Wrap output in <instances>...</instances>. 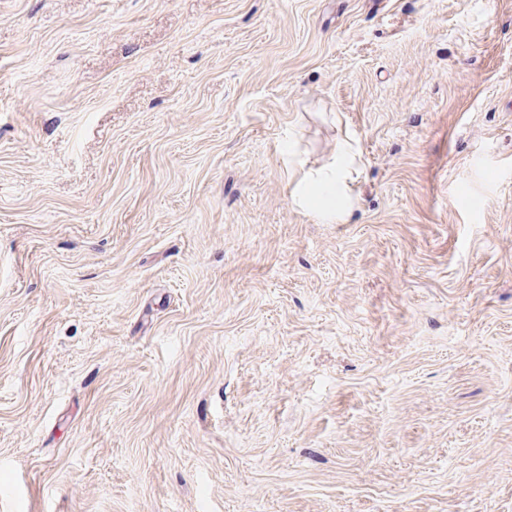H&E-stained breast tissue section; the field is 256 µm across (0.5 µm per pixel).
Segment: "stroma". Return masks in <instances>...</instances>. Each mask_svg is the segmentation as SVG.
<instances>
[{
    "instance_id": "35a3bbf8",
    "label": "stroma",
    "mask_w": 512,
    "mask_h": 512,
    "mask_svg": "<svg viewBox=\"0 0 512 512\" xmlns=\"http://www.w3.org/2000/svg\"><path fill=\"white\" fill-rule=\"evenodd\" d=\"M0 512H512V0H0ZM348 141V140H347ZM352 156V145L345 142L329 163L310 177L309 170L299 163L291 195L301 206L312 211L321 224L345 222L356 207L353 196L348 163Z\"/></svg>"
}]
</instances>
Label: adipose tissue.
I'll use <instances>...</instances> for the list:
<instances>
[{
	"instance_id": "obj_1",
	"label": "adipose tissue",
	"mask_w": 512,
	"mask_h": 512,
	"mask_svg": "<svg viewBox=\"0 0 512 512\" xmlns=\"http://www.w3.org/2000/svg\"><path fill=\"white\" fill-rule=\"evenodd\" d=\"M351 156L352 146L346 143L318 171L299 172L291 194L299 205L312 211L319 223L345 222L356 206L348 169Z\"/></svg>"
}]
</instances>
